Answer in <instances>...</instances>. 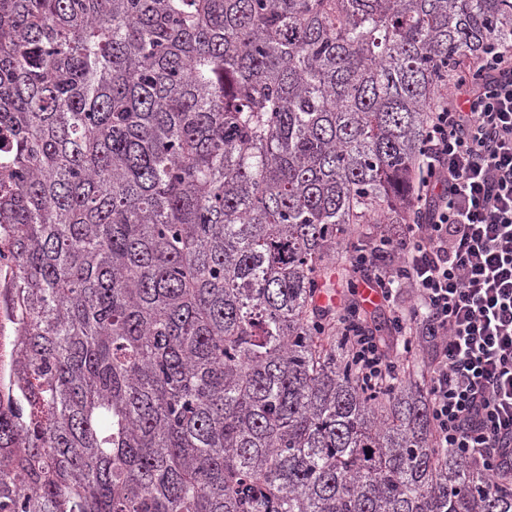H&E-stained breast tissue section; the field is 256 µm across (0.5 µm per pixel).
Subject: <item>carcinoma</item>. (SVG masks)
I'll list each match as a JSON object with an SVG mask.
<instances>
[{"label":"carcinoma","instance_id":"1","mask_svg":"<svg viewBox=\"0 0 512 512\" xmlns=\"http://www.w3.org/2000/svg\"><path fill=\"white\" fill-rule=\"evenodd\" d=\"M512 0H0V512H512L322 329Z\"/></svg>","mask_w":512,"mask_h":512}]
</instances>
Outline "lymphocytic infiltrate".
Returning <instances> with one entry per match:
<instances>
[{
    "label": "lymphocytic infiltrate",
    "mask_w": 512,
    "mask_h": 512,
    "mask_svg": "<svg viewBox=\"0 0 512 512\" xmlns=\"http://www.w3.org/2000/svg\"><path fill=\"white\" fill-rule=\"evenodd\" d=\"M415 221L378 227L391 260L358 255L397 335L431 348L432 434L488 490L512 482V44L489 45L430 114ZM365 379L386 377L374 336L337 325Z\"/></svg>",
    "instance_id": "1"
}]
</instances>
